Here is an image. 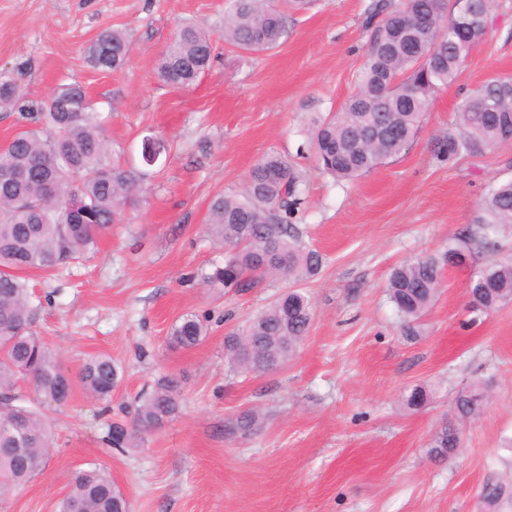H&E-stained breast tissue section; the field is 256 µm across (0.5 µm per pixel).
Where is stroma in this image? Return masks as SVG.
<instances>
[{
    "label": "stroma",
    "instance_id": "obj_1",
    "mask_svg": "<svg viewBox=\"0 0 512 512\" xmlns=\"http://www.w3.org/2000/svg\"><path fill=\"white\" fill-rule=\"evenodd\" d=\"M371 2L314 0L289 12L276 48L249 54L221 37L229 0H0V68L21 69L36 103L59 84L82 85L113 157L144 172L147 188L130 223L113 225L80 260L24 275L32 330L64 371L77 376L106 354L122 380L107 402L77 387L66 406L42 405L53 436L46 469L1 499L0 512H58L71 473L92 465L109 472L131 512H486V483L512 489V303L475 317L467 293L487 258L512 261V224L501 225L493 256L443 261L449 241L471 230L485 186L512 178V146L450 163L433 157L463 93L512 78V0H490L485 36L405 153L339 183L299 147L311 119L339 111L356 90ZM187 20L213 34L215 53L195 85L178 88L157 80L154 63ZM107 28L130 35L128 63L114 73L85 56ZM147 137L164 145L152 165L142 157ZM269 153L302 170L298 224L326 262L303 284L313 321L293 358L237 373L225 335L286 284L269 279L227 294L194 274L224 257L207 232L211 199L240 193ZM422 256L442 260V282L411 340L386 286L392 268ZM189 312L207 317L205 340L169 347L172 325ZM164 376L180 383V413L140 447L110 448L109 424ZM476 381L487 384L489 402L459 422L453 399ZM416 387L431 401L411 410L404 400ZM249 409L262 413L261 430L229 435L226 422ZM446 424L460 446L437 461L429 443Z\"/></svg>",
    "mask_w": 512,
    "mask_h": 512
}]
</instances>
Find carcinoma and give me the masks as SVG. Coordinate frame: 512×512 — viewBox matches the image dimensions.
Returning a JSON list of instances; mask_svg holds the SVG:
<instances>
[{
	"label": "carcinoma",
	"mask_w": 512,
	"mask_h": 512,
	"mask_svg": "<svg viewBox=\"0 0 512 512\" xmlns=\"http://www.w3.org/2000/svg\"><path fill=\"white\" fill-rule=\"evenodd\" d=\"M432 15L431 25H409L414 13ZM488 0H466L460 12L451 0H405L395 8L378 0L367 16L368 48L358 75L356 91L340 111L313 121L307 145L317 168L338 181L351 182L402 154L418 133L434 95L452 83L487 27ZM285 11L268 0H232L224 14V43L242 51L260 53L278 46L286 31ZM127 32L103 30L87 50L95 69L122 70L128 62ZM214 51L212 35L194 24H182L155 64L158 79L170 83L179 76L183 87L192 86L209 66ZM66 99L73 111H55ZM0 108L19 111L34 128L18 134L0 149V496L44 473L49 451V425L40 409L25 404L16 391L25 377L44 401L65 406L74 385L98 400L112 398L120 370L111 357L87 360L72 381L61 370L57 353L30 331L34 310L25 281L27 270L57 271L96 245L114 224H123L127 211L140 201L144 174L110 159L102 135L103 122L96 105L88 102L77 84L57 87L44 104L25 99L21 73L0 70ZM458 127L441 136L435 158L455 161L482 156L512 145V79L487 82L462 97ZM28 168L24 181L3 175ZM53 176L59 197L45 191ZM83 200L89 223L73 232L66 224L63 201ZM305 200L304 176L287 159L269 154L250 170L242 193L218 195L209 205V227L224 244V261L200 271L209 288L237 293L256 288L268 277L291 283L257 314L244 334L225 337V353L244 373H262L288 362L309 333L312 302L295 284L316 276L325 258L305 243L296 214ZM472 223L478 230L459 237L448 248V258L461 257L474 248H495L493 235L501 224H512V179L489 183L478 202ZM441 280L434 257H420L394 268L387 292L405 334H417L418 320L433 302ZM474 312L495 309L512 301V262L490 260L469 281ZM204 320L182 315L171 327L170 343L192 349L206 335ZM484 386L476 382L454 400L460 419L479 415L485 408ZM180 411L178 382L164 377L139 398L131 423L114 422L107 442L117 451L136 447ZM262 415L241 413L228 423L232 435L251 436L260 429ZM458 432L443 425L430 443L431 453L446 457L459 446ZM71 493L60 512H128L127 499L116 491L112 478L96 466L74 471ZM486 508L494 510L512 501V491L488 482L481 492Z\"/></svg>",
	"instance_id": "1"
}]
</instances>
